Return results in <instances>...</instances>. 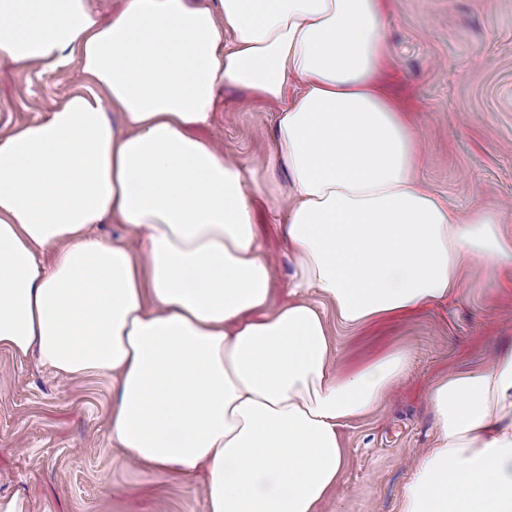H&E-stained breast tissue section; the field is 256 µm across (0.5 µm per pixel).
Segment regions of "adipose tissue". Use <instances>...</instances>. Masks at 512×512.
I'll return each instance as SVG.
<instances>
[{"label":"adipose tissue","mask_w":512,"mask_h":512,"mask_svg":"<svg viewBox=\"0 0 512 512\" xmlns=\"http://www.w3.org/2000/svg\"><path fill=\"white\" fill-rule=\"evenodd\" d=\"M387 0H0V67L82 91L0 139V349L113 382L108 430L136 462L204 472L209 512H317L341 428L410 372L400 347L333 372L316 291L344 327L448 301L460 269L512 259L496 215L451 210L380 82ZM280 103L298 300L272 307L258 200L200 129L218 91ZM124 224L128 239L92 229ZM52 251L51 268L39 255ZM432 448L399 512H512V349L426 393Z\"/></svg>","instance_id":"ef3b65f1"}]
</instances>
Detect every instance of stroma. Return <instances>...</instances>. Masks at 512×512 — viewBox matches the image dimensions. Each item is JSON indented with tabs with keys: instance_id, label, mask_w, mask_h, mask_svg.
<instances>
[{
	"instance_id": "1",
	"label": "stroma",
	"mask_w": 512,
	"mask_h": 512,
	"mask_svg": "<svg viewBox=\"0 0 512 512\" xmlns=\"http://www.w3.org/2000/svg\"><path fill=\"white\" fill-rule=\"evenodd\" d=\"M393 49L385 80L408 108L423 145L417 174L450 207L491 210L512 237V0H389ZM81 86L79 70L53 78L30 69L0 75V134L61 105ZM278 104L225 87L205 137L275 185L288 181L276 152ZM284 200L259 203L256 221L272 259L273 306L289 302L292 255ZM461 294L414 315L349 331L333 307L326 321L335 366L347 370L388 349L412 352L409 378L383 408L342 428V491L319 512H398L412 458L431 447L434 419L425 388L441 372L486 363L512 344V274L472 266ZM109 382L67 380L35 355L0 350V496L27 512H208L202 475L177 476L129 460L113 447Z\"/></svg>"
}]
</instances>
